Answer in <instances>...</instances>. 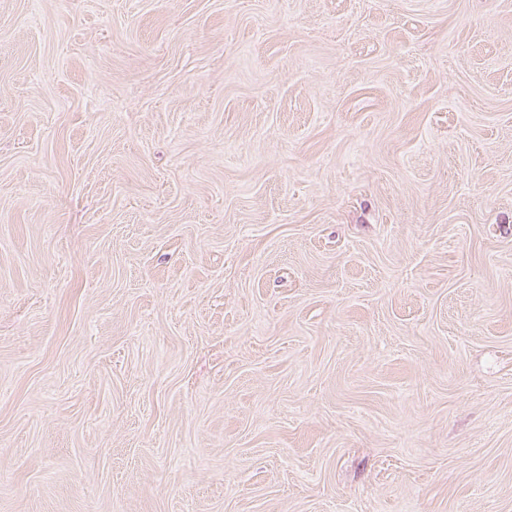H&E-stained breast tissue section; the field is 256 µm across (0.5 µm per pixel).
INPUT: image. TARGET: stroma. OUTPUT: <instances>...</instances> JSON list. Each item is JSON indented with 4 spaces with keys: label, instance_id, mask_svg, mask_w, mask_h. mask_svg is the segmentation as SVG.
<instances>
[{
    "label": "stroma",
    "instance_id": "obj_1",
    "mask_svg": "<svg viewBox=\"0 0 512 512\" xmlns=\"http://www.w3.org/2000/svg\"><path fill=\"white\" fill-rule=\"evenodd\" d=\"M0 512H512V0H0Z\"/></svg>",
    "mask_w": 512,
    "mask_h": 512
}]
</instances>
